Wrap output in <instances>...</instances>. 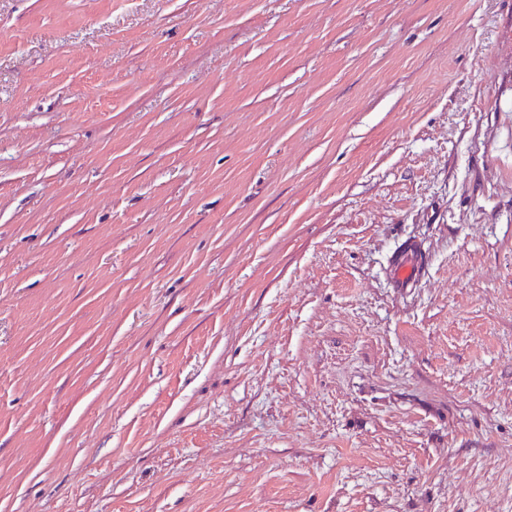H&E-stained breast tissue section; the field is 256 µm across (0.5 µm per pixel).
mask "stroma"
Wrapping results in <instances>:
<instances>
[{"instance_id": "obj_1", "label": "stroma", "mask_w": 512, "mask_h": 512, "mask_svg": "<svg viewBox=\"0 0 512 512\" xmlns=\"http://www.w3.org/2000/svg\"><path fill=\"white\" fill-rule=\"evenodd\" d=\"M0 512H512V0H0Z\"/></svg>"}]
</instances>
